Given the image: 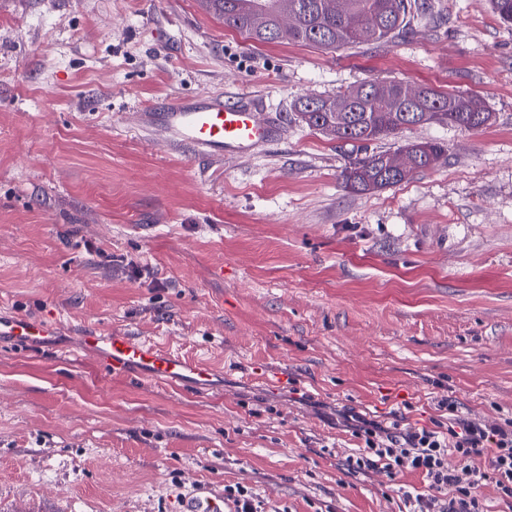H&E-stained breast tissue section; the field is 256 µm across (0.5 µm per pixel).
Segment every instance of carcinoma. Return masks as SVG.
I'll return each mask as SVG.
<instances>
[{
    "mask_svg": "<svg viewBox=\"0 0 512 512\" xmlns=\"http://www.w3.org/2000/svg\"><path fill=\"white\" fill-rule=\"evenodd\" d=\"M205 0L203 6L224 25L256 42L284 39L322 49H338L363 42H385L412 32L411 21L425 11L421 0ZM290 14L294 23L287 36L280 37V17ZM408 84L371 78L333 96L299 98L294 109L308 127L341 142L365 145L418 125L417 116H428L432 125L477 130L491 123L493 113L477 94L455 89L417 86L418 95H405ZM413 172L391 171L385 162L388 152L355 157L343 171L347 188L355 192L385 189L407 180L412 173L433 168L447 154L438 141L408 143Z\"/></svg>",
    "mask_w": 512,
    "mask_h": 512,
    "instance_id": "1",
    "label": "carcinoma"
}]
</instances>
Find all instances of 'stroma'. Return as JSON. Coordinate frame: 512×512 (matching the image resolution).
Listing matches in <instances>:
<instances>
[{
	"mask_svg": "<svg viewBox=\"0 0 512 512\" xmlns=\"http://www.w3.org/2000/svg\"><path fill=\"white\" fill-rule=\"evenodd\" d=\"M429 2L442 23L324 50L249 41L199 0H0V312L69 329L0 339V512H179L193 479L265 512H407L347 466L345 410L421 427L452 395L463 418L512 417V26L489 0ZM371 77L478 94L493 121L371 142L448 157L353 192L356 146L292 105ZM214 91L263 97L281 139L198 158L132 124ZM95 328L217 375L111 373L77 347Z\"/></svg>",
	"mask_w": 512,
	"mask_h": 512,
	"instance_id": "obj_1",
	"label": "stroma"
}]
</instances>
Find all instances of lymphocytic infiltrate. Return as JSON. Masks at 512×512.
Returning <instances> with one entry per match:
<instances>
[{"label":"lymphocytic infiltrate","instance_id":"obj_1","mask_svg":"<svg viewBox=\"0 0 512 512\" xmlns=\"http://www.w3.org/2000/svg\"><path fill=\"white\" fill-rule=\"evenodd\" d=\"M447 421L401 428L358 418L353 433L360 441L347 465L376 470L388 478L419 474L426 490L406 492L410 512H487L482 487L493 486L502 501H512V418L485 424L461 418L455 398L439 401Z\"/></svg>","mask_w":512,"mask_h":512}]
</instances>
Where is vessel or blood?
<instances>
[{"label":"vessel or blood","mask_w":512,"mask_h":512,"mask_svg":"<svg viewBox=\"0 0 512 512\" xmlns=\"http://www.w3.org/2000/svg\"><path fill=\"white\" fill-rule=\"evenodd\" d=\"M263 109L262 100L253 95L211 93L197 100H173L158 110L145 109L139 112L137 123L169 132L176 146L194 155L236 158L281 136L276 117L258 120ZM61 331V323L54 318L0 314V337L19 347L51 343ZM78 344L112 372L132 369L181 389L198 388L214 376L199 360L121 331L91 330L79 337ZM180 512H225L224 493L211 484H195L182 500Z\"/></svg>","instance_id":"b4317fda"}]
</instances>
